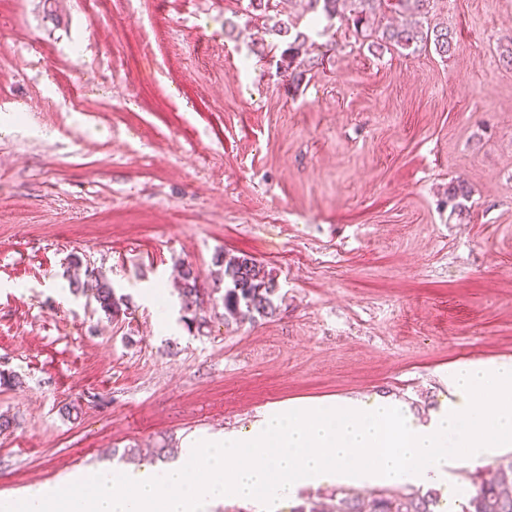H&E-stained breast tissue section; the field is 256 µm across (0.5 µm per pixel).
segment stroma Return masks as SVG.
<instances>
[{"label": "stroma", "mask_w": 512, "mask_h": 512, "mask_svg": "<svg viewBox=\"0 0 512 512\" xmlns=\"http://www.w3.org/2000/svg\"><path fill=\"white\" fill-rule=\"evenodd\" d=\"M276 2L0 0V372L22 380L0 386V498L127 448L159 466L281 404L424 422L449 367L512 361V0H435L445 56ZM277 20L323 60L300 84ZM219 253L274 277V316L225 321ZM88 268L127 316L72 293ZM511 460L455 471L440 512ZM201 288L198 284L197 277L194 275L193 270L189 267L183 269L181 273V288H180V299L182 309L186 312H194L191 318L183 316L187 327L192 328L194 322L197 323L198 329L202 324L205 323L204 319L198 320L196 309L200 307L203 300L200 297Z\"/></svg>", "instance_id": "obj_1"}]
</instances>
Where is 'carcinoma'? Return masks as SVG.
<instances>
[{
	"mask_svg": "<svg viewBox=\"0 0 512 512\" xmlns=\"http://www.w3.org/2000/svg\"><path fill=\"white\" fill-rule=\"evenodd\" d=\"M347 3L350 4L352 24L358 32L368 26L370 19L386 10L407 17L405 23L382 30L381 35L372 42V46L378 49L397 46L415 53L432 41L436 51L446 56L452 48L453 37L448 29L436 27L427 31L422 27L421 19L428 13L430 0H308L309 8L318 22L323 19L332 21L340 12V7ZM304 45L305 39L299 33L282 52V67L296 84L303 80L306 72L319 65L317 59L304 56ZM215 264L222 268L224 280V319L255 313L266 317L275 313V280L263 271L255 259L246 255L229 259L218 256ZM70 288L74 293L91 295L110 319L126 313L127 297L117 294L113 285L99 273L88 271L85 280L71 282ZM200 293L201 288L193 270L189 267L183 269L180 299L185 312L193 313L200 307L203 303ZM336 494L339 495L336 512H434L433 507L438 505L436 495L431 492L422 495L384 488L368 497L345 489L336 491ZM459 508L460 512H512V488L493 479L475 481L473 489L462 494Z\"/></svg>",
	"mask_w": 512,
	"mask_h": 512,
	"instance_id": "1",
	"label": "carcinoma"
}]
</instances>
